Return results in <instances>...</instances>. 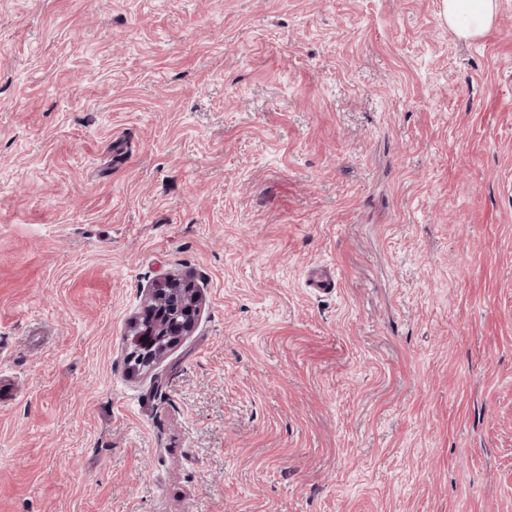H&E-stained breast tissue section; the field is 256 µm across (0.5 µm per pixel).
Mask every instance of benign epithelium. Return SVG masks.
I'll list each match as a JSON object with an SVG mask.
<instances>
[{
    "instance_id": "7a95c632",
    "label": "benign epithelium",
    "mask_w": 512,
    "mask_h": 512,
    "mask_svg": "<svg viewBox=\"0 0 512 512\" xmlns=\"http://www.w3.org/2000/svg\"><path fill=\"white\" fill-rule=\"evenodd\" d=\"M203 297L192 283L172 276L156 281L145 293L141 311L126 336L125 363L132 373L150 369L171 347L189 335L200 315Z\"/></svg>"
}]
</instances>
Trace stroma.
I'll use <instances>...</instances> for the list:
<instances>
[{
	"instance_id": "obj_1",
	"label": "stroma",
	"mask_w": 512,
	"mask_h": 512,
	"mask_svg": "<svg viewBox=\"0 0 512 512\" xmlns=\"http://www.w3.org/2000/svg\"><path fill=\"white\" fill-rule=\"evenodd\" d=\"M440 3L0 0V512H512V0ZM440 17L458 37L476 39L493 24V0H441ZM202 303L200 289L181 278L165 276L148 288L141 311L132 318L126 336L124 359L129 371L149 370L188 336L198 321ZM156 336H163L162 341L155 342Z\"/></svg>"
}]
</instances>
